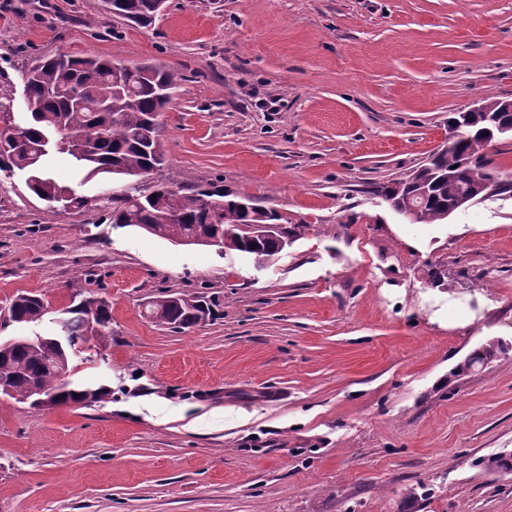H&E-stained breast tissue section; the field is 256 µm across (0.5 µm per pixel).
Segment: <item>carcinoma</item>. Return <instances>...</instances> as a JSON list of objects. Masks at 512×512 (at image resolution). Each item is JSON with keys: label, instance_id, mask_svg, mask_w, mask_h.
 I'll return each instance as SVG.
<instances>
[{"label": "carcinoma", "instance_id": "obj_1", "mask_svg": "<svg viewBox=\"0 0 512 512\" xmlns=\"http://www.w3.org/2000/svg\"><path fill=\"white\" fill-rule=\"evenodd\" d=\"M115 4V15L135 25H149L161 8V0H101V7ZM114 61L98 56L59 54L42 60L24 76L27 94L39 110L13 130L0 144V171L20 174L27 188L50 204L81 212L94 207L110 214L120 227L147 229V233L178 241L201 235L232 233L227 250L247 253L263 263L282 252L292 231L280 223L273 210L260 208L248 198L228 199L224 190L202 189L190 180L172 187L156 183L144 190L90 198L57 182L49 173V160L67 156L75 171L89 178L100 173L126 179L143 177L163 162L158 144L157 117L176 88L179 77L150 63L135 65V73L119 84L112 74ZM80 87L81 100L71 95ZM482 125L465 129L459 145L420 166L406 179L396 180L377 192L415 215L414 224L444 220L448 205L480 186L485 194L509 192L486 153ZM278 224L275 233L252 238L243 228ZM89 279L78 274L69 282L80 302L68 308L67 336L84 339L92 332L99 340L112 335V316L106 300L87 295ZM217 304L204 296L165 294L145 302L152 321L184 331L217 317ZM47 305L39 294L18 293L0 311L19 324L42 320ZM46 342L33 345L27 337L0 344V381L8 384L12 398L28 400L31 387H39L54 399L53 405L92 407L111 395L104 387L75 386L66 379L68 348Z\"/></svg>", "mask_w": 512, "mask_h": 512}]
</instances>
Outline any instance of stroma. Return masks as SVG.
Wrapping results in <instances>:
<instances>
[{
  "label": "stroma",
  "mask_w": 512,
  "mask_h": 512,
  "mask_svg": "<svg viewBox=\"0 0 512 512\" xmlns=\"http://www.w3.org/2000/svg\"><path fill=\"white\" fill-rule=\"evenodd\" d=\"M59 54L180 75L163 165L92 196L191 179L296 233L274 259L181 246L50 207L0 172V305L44 295L59 333L75 273L112 337L69 379L112 400L42 410L0 395V512H512V192L412 224L377 185L404 177L485 95L512 100V0H166L146 27L100 0H0V84ZM218 298L186 332L143 304ZM507 352L454 369L488 340Z\"/></svg>",
  "instance_id": "stroma-1"
}]
</instances>
